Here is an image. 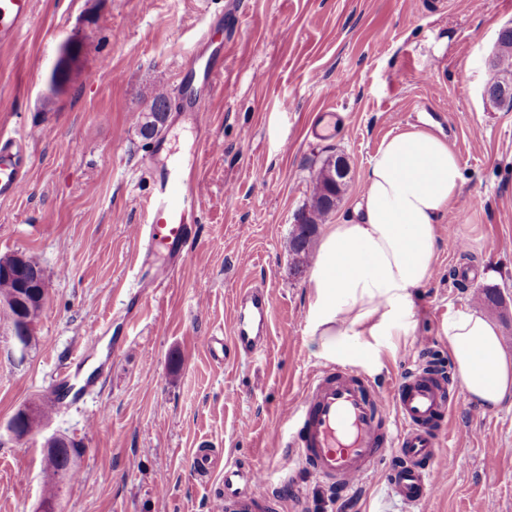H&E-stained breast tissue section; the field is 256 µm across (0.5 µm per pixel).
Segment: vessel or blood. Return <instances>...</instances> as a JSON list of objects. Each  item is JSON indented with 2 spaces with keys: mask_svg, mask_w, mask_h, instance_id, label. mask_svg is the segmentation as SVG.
<instances>
[{
  "mask_svg": "<svg viewBox=\"0 0 512 512\" xmlns=\"http://www.w3.org/2000/svg\"><path fill=\"white\" fill-rule=\"evenodd\" d=\"M33 17V0H0V38L19 44L21 29ZM201 84L202 100L189 106L200 129L205 126L203 100L216 87L215 71L205 70ZM23 166L20 151L11 142L1 143L0 199L22 192ZM193 176L190 170L160 174L149 201V219L134 228L150 251L165 256L155 267L154 283H168L190 239L198 210ZM239 297L232 346L222 351L226 357L255 354L268 341L269 297L258 288L245 289ZM454 396L448 378L430 364L401 377L388 396L361 374L326 368L311 377L300 401L283 407V419L292 429L288 445L305 468L341 494L364 482L379 460L394 457L388 488L401 503L416 506L434 491V463ZM276 501L264 472L225 460L219 512H272Z\"/></svg>",
  "mask_w": 512,
  "mask_h": 512,
  "instance_id": "obj_1",
  "label": "vessel or blood"
}]
</instances>
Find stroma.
I'll use <instances>...</instances> for the list:
<instances>
[{"instance_id": "1", "label": "stroma", "mask_w": 512, "mask_h": 512, "mask_svg": "<svg viewBox=\"0 0 512 512\" xmlns=\"http://www.w3.org/2000/svg\"><path fill=\"white\" fill-rule=\"evenodd\" d=\"M230 2L34 0L25 51L0 42V135L28 156L24 192L0 199V256L34 257L48 289L25 358L0 319V512H40L51 435L80 445L58 512H218L224 472L197 476L202 450L264 471L281 487L276 512H512V403L485 412L458 394L436 491L417 507L388 498L386 460L337 497L287 451L280 420L326 366L307 333L310 270L291 269L294 215L335 153L350 175L327 221L348 219L382 140L414 125L457 154L463 184L450 209L463 221L439 225L416 322L384 341L372 377L391 392L424 357L455 377L441 326L466 308L494 321L512 352V105L484 94L512 0ZM232 16L234 40L214 38L224 55L206 131L173 111L159 139H143L140 111L159 89L178 102L200 32ZM72 44L82 50L71 80L49 93ZM327 110L334 134H313ZM195 154L198 222L170 284L154 290L156 260L132 228L147 218L152 171ZM254 286L272 304L269 343L217 360L205 340L231 336L235 297ZM74 368L96 380L84 400L14 438L18 408L55 398Z\"/></svg>"}]
</instances>
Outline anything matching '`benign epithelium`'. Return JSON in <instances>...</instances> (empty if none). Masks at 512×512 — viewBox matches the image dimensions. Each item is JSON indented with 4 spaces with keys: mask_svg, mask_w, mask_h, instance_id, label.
I'll return each instance as SVG.
<instances>
[{
    "mask_svg": "<svg viewBox=\"0 0 512 512\" xmlns=\"http://www.w3.org/2000/svg\"><path fill=\"white\" fill-rule=\"evenodd\" d=\"M327 165L330 176L338 183L346 182L350 173L348 161L341 157H328ZM25 257L13 255L8 260L0 261V274H15L18 276L17 290L8 299L0 301L14 314L15 324L10 328V339L14 351L25 357L35 336V329L39 315L45 305L47 297L46 283H36L21 275ZM44 420L34 407L24 405L12 416L8 429L18 438H27L37 433L43 426Z\"/></svg>",
    "mask_w": 512,
    "mask_h": 512,
    "instance_id": "obj_1",
    "label": "benign epithelium"
}]
</instances>
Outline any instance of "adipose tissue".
Returning a JSON list of instances; mask_svg holds the SVG:
<instances>
[{
	"instance_id": "1",
	"label": "adipose tissue",
	"mask_w": 512,
	"mask_h": 512,
	"mask_svg": "<svg viewBox=\"0 0 512 512\" xmlns=\"http://www.w3.org/2000/svg\"><path fill=\"white\" fill-rule=\"evenodd\" d=\"M462 182L457 156L435 133L413 127L383 141L353 217L326 226L312 259L308 334L316 357L375 366L382 339L407 335L417 291L433 272L437 228ZM442 333L469 400L493 410L512 399V354L494 322L464 310Z\"/></svg>"
}]
</instances>
